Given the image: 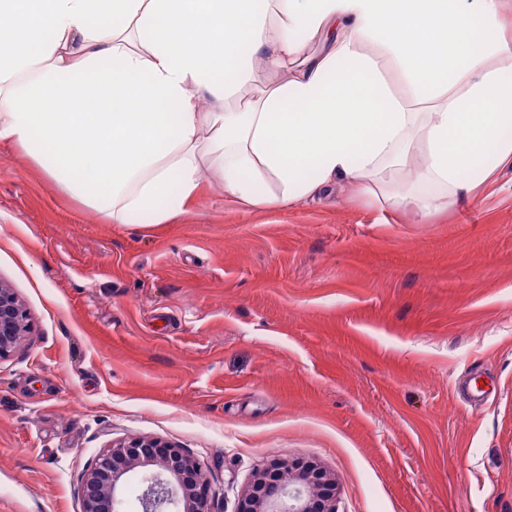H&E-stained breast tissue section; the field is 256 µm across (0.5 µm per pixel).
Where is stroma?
Returning <instances> with one entry per match:
<instances>
[{"instance_id":"35a3bbf8","label":"stroma","mask_w":512,"mask_h":512,"mask_svg":"<svg viewBox=\"0 0 512 512\" xmlns=\"http://www.w3.org/2000/svg\"><path fill=\"white\" fill-rule=\"evenodd\" d=\"M0 280L33 326L0 362V512H81L130 436L204 460L218 512L277 456L338 512H512V167L423 222L348 189L246 208L207 173L145 226L1 142Z\"/></svg>"}]
</instances>
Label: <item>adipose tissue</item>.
<instances>
[{
  "label": "adipose tissue",
  "instance_id": "adipose-tissue-1",
  "mask_svg": "<svg viewBox=\"0 0 512 512\" xmlns=\"http://www.w3.org/2000/svg\"><path fill=\"white\" fill-rule=\"evenodd\" d=\"M509 11L512 0H0V142L115 224L182 215L205 166L244 206L342 184L423 219L512 164ZM256 60L277 83L232 107ZM207 97L219 108L203 109Z\"/></svg>",
  "mask_w": 512,
  "mask_h": 512
}]
</instances>
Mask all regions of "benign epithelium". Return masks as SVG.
I'll return each mask as SVG.
<instances>
[{
    "mask_svg": "<svg viewBox=\"0 0 512 512\" xmlns=\"http://www.w3.org/2000/svg\"><path fill=\"white\" fill-rule=\"evenodd\" d=\"M29 312L0 281V361L31 335ZM141 485L140 512H215L205 465L159 438L134 437L105 450L80 477L82 512H122L125 490ZM335 475L315 464L277 458L254 470L236 512H336Z\"/></svg>",
    "mask_w": 512,
    "mask_h": 512,
    "instance_id": "benign-epithelium-1",
    "label": "benign epithelium"
}]
</instances>
